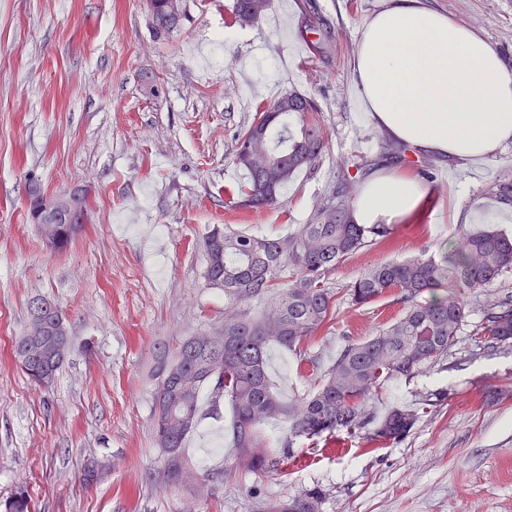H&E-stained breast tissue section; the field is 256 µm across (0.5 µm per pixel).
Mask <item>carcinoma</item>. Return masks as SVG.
Wrapping results in <instances>:
<instances>
[{
    "mask_svg": "<svg viewBox=\"0 0 512 512\" xmlns=\"http://www.w3.org/2000/svg\"><path fill=\"white\" fill-rule=\"evenodd\" d=\"M150 2L154 36L166 39L180 26L183 0ZM270 5L271 0H233L230 24L242 27L247 17L256 23ZM279 101L288 103V111L273 112L271 105L260 104L237 134L234 162L247 171V182L225 194L239 207L274 205L281 188L298 172L316 170L326 155L328 133L316 101L295 91ZM293 119L299 125L296 133L291 131ZM249 149L259 159L275 161L273 190L265 185V171L243 159ZM390 160L406 161L405 151L381 152L355 169ZM353 185V177L341 179L309 221L286 237L259 238L220 227L210 231L205 277L210 286L224 290L231 306L224 311V323L187 338L198 345L196 352L184 350L181 341L164 346L155 368V440L173 481L186 473L180 450L201 419L199 393L205 386L211 388L214 403L223 399L230 405L235 463L252 473L279 464L261 435V426L271 419L288 420V438L282 442L286 454L302 440L340 435L390 445L407 437L419 414L446 399L443 392H428L414 405L395 406L381 416L373 403L386 382L411 377L447 358L469 313L465 295L491 287L512 270V237L491 225L463 231L428 255L367 266L348 285L351 302L365 306L393 293L401 316L369 339L345 345L307 394L285 402L273 389L267 347L303 351L334 319L326 275L391 233L387 224L355 222ZM485 192L511 206L512 177L501 175ZM253 299L265 302L258 318L242 308ZM478 335L488 348L512 343L511 297L485 304ZM323 499L322 491L309 490L291 499L269 500L261 512H320ZM0 506L3 512H31V499L19 489Z\"/></svg>",
    "mask_w": 512,
    "mask_h": 512,
    "instance_id": "1",
    "label": "carcinoma"
}]
</instances>
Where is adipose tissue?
Here are the masks:
<instances>
[{"instance_id":"1","label":"adipose tissue","mask_w":512,"mask_h":512,"mask_svg":"<svg viewBox=\"0 0 512 512\" xmlns=\"http://www.w3.org/2000/svg\"><path fill=\"white\" fill-rule=\"evenodd\" d=\"M355 81L377 128L412 150L487 161L512 146V67L426 0H388L367 19ZM427 202L411 172L386 168L361 185L353 216L398 224Z\"/></svg>"}]
</instances>
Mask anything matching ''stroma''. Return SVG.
<instances>
[{"label":"stroma","mask_w":512,"mask_h":512,"mask_svg":"<svg viewBox=\"0 0 512 512\" xmlns=\"http://www.w3.org/2000/svg\"><path fill=\"white\" fill-rule=\"evenodd\" d=\"M232 2L184 0L182 26L159 41L145 0H0V502L22 486L33 512H255L262 498L320 489L321 512H512V345L487 349L476 336L486 301L512 294V271L469 294L443 365L382 388V410L448 394L401 444L307 441L284 469L247 473L233 465L229 406L210 414L205 390L183 447L191 479L168 482L153 434L158 349L210 330L229 305L205 278L206 233L219 224L287 236L359 157L389 145L354 81L359 34L382 0H272L246 28L228 24ZM430 4L512 66V0ZM291 90L321 109L323 162L298 173L275 207H238L225 194L247 180L234 163L236 135L258 104ZM433 165L421 218L328 274L333 325L302 354L270 347L282 395L307 393L340 349L400 314L390 294L350 304L345 287L367 265L435 250L463 225L512 234V209L485 193L512 165V148L485 163ZM31 175L49 194L87 192V218L64 250L26 221ZM38 298L57 304L69 336L47 388L11 354ZM303 357L310 366L300 367ZM88 460L100 468L92 485L82 480Z\"/></svg>","instance_id":"stroma-1"}]
</instances>
